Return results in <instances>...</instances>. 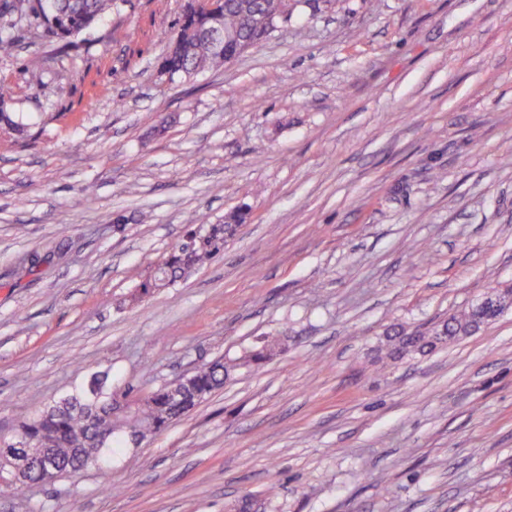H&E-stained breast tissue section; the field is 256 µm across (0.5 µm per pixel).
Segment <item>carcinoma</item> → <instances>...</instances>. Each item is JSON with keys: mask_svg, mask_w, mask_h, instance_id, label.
Listing matches in <instances>:
<instances>
[{"mask_svg": "<svg viewBox=\"0 0 512 512\" xmlns=\"http://www.w3.org/2000/svg\"><path fill=\"white\" fill-rule=\"evenodd\" d=\"M115 0H4L0 10L15 12L44 29L46 36L65 45L92 28L107 15ZM293 14L292 0H213L211 7L185 12L175 35L178 48L165 60V69L177 77H192L224 63V52L209 37L219 28L224 31L228 48L249 49L270 36L266 21L288 22ZM23 37L12 29L0 31V54L14 53ZM13 94L12 87L0 82V126L23 138L26 125L17 121L5 106ZM247 219V212L229 213L222 224H200L189 229L171 252L161 260L145 281L127 296L135 304L162 288H170L191 271L208 263L224 251ZM481 330L472 308H467L434 324L425 332L399 333L390 339V355L422 352L451 344L463 336ZM280 349V341L265 339L245 355L226 360L218 358L192 372L174 397L165 385L129 397L118 408L109 376H92L86 383L46 405L31 417H22L14 429V443L29 448H44L53 457L56 471L53 480L73 477L84 468V455L100 449L97 470L109 476L112 456L128 446L127 440L144 441L179 420L195 406L224 388V383L241 368L263 367ZM43 480L38 467L12 486L13 493L23 496L31 485Z\"/></svg>", "mask_w": 512, "mask_h": 512, "instance_id": "cac0c4a2", "label": "carcinoma"}]
</instances>
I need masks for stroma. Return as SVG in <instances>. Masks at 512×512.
<instances>
[{"mask_svg":"<svg viewBox=\"0 0 512 512\" xmlns=\"http://www.w3.org/2000/svg\"><path fill=\"white\" fill-rule=\"evenodd\" d=\"M187 5L117 0L77 49L29 25L0 56L29 126L0 129V435L96 372L145 391L284 345L108 477L0 485V512H512V310L382 360L512 284V0L303 7L171 80ZM239 209L223 258L125 304ZM454 314L448 319L435 323L426 332L398 333L390 339V355L399 356L405 352L434 349L438 346L451 344L462 336H468L481 330L479 322L474 316L473 308Z\"/></svg>","mask_w":512,"mask_h":512,"instance_id":"stroma-1","label":"stroma"}]
</instances>
